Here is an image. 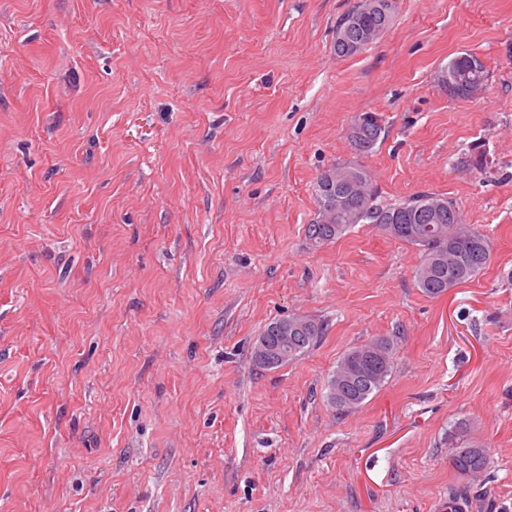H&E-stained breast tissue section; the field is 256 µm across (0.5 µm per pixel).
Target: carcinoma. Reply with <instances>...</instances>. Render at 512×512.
<instances>
[{"instance_id":"1","label":"carcinoma","mask_w":512,"mask_h":512,"mask_svg":"<svg viewBox=\"0 0 512 512\" xmlns=\"http://www.w3.org/2000/svg\"><path fill=\"white\" fill-rule=\"evenodd\" d=\"M387 15L377 11L361 14V24L385 32ZM448 67L465 74L473 83L488 82L485 64L473 53L456 56ZM367 129L353 142L360 153L372 151L385 131L380 115L365 113ZM316 213L305 228L309 244L319 248L340 238L357 224H372L386 236L411 244L421 252L414 270L418 288L429 297H438L474 278L491 259L489 238L463 222L462 215L448 199L432 193L414 195L397 204L377 202L370 176L359 166H332L314 183ZM337 194L351 196L346 209L336 210ZM313 332L288 344V357L280 365L294 361L325 335L324 324L311 320ZM393 367V349L387 339L355 347L343 355L327 386V402L339 413L361 406L380 390ZM450 463L458 477L469 479L488 466L486 449L471 440V426L461 422L448 436Z\"/></svg>"}]
</instances>
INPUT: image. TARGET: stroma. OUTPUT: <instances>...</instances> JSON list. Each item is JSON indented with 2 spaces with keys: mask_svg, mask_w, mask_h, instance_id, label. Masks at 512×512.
Returning a JSON list of instances; mask_svg holds the SVG:
<instances>
[{
  "mask_svg": "<svg viewBox=\"0 0 512 512\" xmlns=\"http://www.w3.org/2000/svg\"><path fill=\"white\" fill-rule=\"evenodd\" d=\"M353 2L0 0V512H512V0H390L340 57ZM464 53L476 99L438 80ZM344 164L381 203L452 201L490 263L432 298L373 225L313 248ZM293 314L324 336L257 368ZM382 338L391 374L336 412L338 361ZM463 421L489 459L466 484ZM377 1H382V0H367V2H366L367 8L372 9V10H379L382 13L377 12V11L367 10L361 14L360 18H361V24L363 27L379 29V31L381 33V35H380V37H381L384 34V32L387 30V28L389 27V24H390V20H391L390 5H389V3H386V7H385L386 15H385V17H383L382 14H385V12L380 6H378L376 4ZM358 13H351L348 15L346 19V37L343 39L345 44L346 51L350 53H346L344 51L343 45L337 41V33L338 30L341 29L344 25V15L339 20L336 27V54L340 57H351L353 56L351 53H360L367 47L373 44L374 38L378 36V33L365 32L359 30L360 24L357 18ZM351 33H356V35L351 37ZM466 55V57H463ZM475 62L477 68L476 71H472L471 62ZM453 68L456 71L466 74L467 77L472 80L473 83H487L488 82V71L484 63L478 61V57L473 53H464L462 55L454 57L448 63V69ZM454 70L445 69L439 74L438 80L441 84L447 86L448 91L456 96L465 97L472 94L482 92L486 89V86H474L467 84L463 81L461 76ZM366 116V125L368 132L363 130L359 141H352L354 148L360 153L371 152L380 140L381 134L385 131L380 115L374 112H364L357 114L352 122L354 124L361 116ZM294 316L299 315H289L283 323L281 322L284 318L277 319L268 323L263 328L260 333L261 336L257 337L253 346V361L257 367L271 369L276 366V364L282 359L280 352L269 345L265 336H267L270 343L275 346L279 344V338L282 344H288V357L282 359V361L275 368H279L291 361L298 359L310 348H312L321 336H324L326 332V327H324V324L306 316L300 315L301 317L307 318L312 323L313 332L309 322L301 319L295 320L288 327V319H291ZM279 324V331L281 336H279L277 333ZM309 331L311 332L309 333L308 337L299 338L292 343H288V337H297L299 334L305 335ZM288 334L296 336H290ZM471 432L470 424L461 422L448 436L450 463L462 479L481 473L489 463L485 448L471 440Z\"/></svg>",
  "mask_w": 512,
  "mask_h": 512,
  "instance_id": "35a3bbf8",
  "label": "stroma"
}]
</instances>
